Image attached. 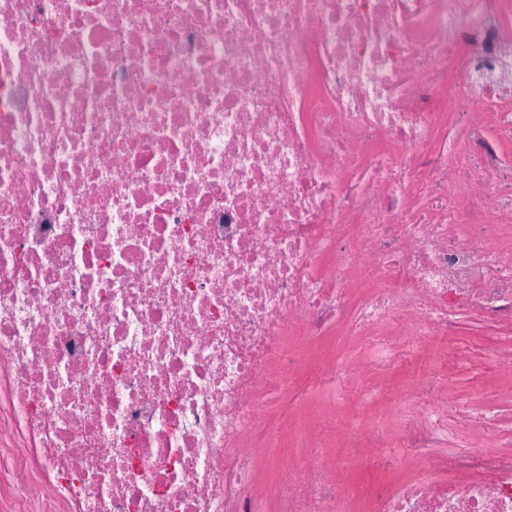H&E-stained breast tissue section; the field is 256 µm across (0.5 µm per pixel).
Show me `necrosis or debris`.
I'll return each mask as SVG.
<instances>
[{
  "label": "necrosis or debris",
  "instance_id": "necrosis-or-debris-1",
  "mask_svg": "<svg viewBox=\"0 0 512 512\" xmlns=\"http://www.w3.org/2000/svg\"><path fill=\"white\" fill-rule=\"evenodd\" d=\"M506 141L512 0H0V512H512V415L448 395L467 314L512 391ZM336 330L342 392L436 358L284 437ZM428 368L427 362L401 367L394 374L391 390L383 398L370 396L362 382L354 383L342 401L336 400V391L330 387L309 385L307 374L302 372L296 387L288 393L284 403L297 418L312 416L317 410H322L336 419L354 412L365 426L371 427L378 421L376 407L384 402H403L406 397L404 391L414 384L417 376L424 375ZM399 468V464L392 462H387L384 466L379 465L376 469L364 467L354 474L353 479L360 483H387L404 476V472L398 470Z\"/></svg>",
  "mask_w": 512,
  "mask_h": 512
}]
</instances>
